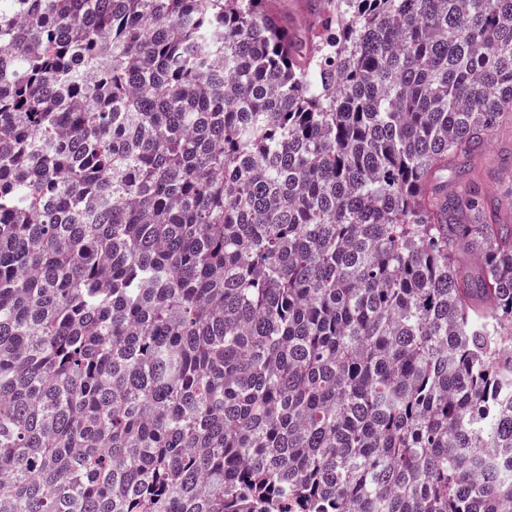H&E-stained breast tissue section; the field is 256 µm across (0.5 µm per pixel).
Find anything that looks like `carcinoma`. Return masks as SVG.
<instances>
[{
    "instance_id": "1",
    "label": "carcinoma",
    "mask_w": 512,
    "mask_h": 512,
    "mask_svg": "<svg viewBox=\"0 0 512 512\" xmlns=\"http://www.w3.org/2000/svg\"><path fill=\"white\" fill-rule=\"evenodd\" d=\"M0 0V512H512V0ZM325 0H270L268 7L288 25L295 41L307 45L313 28L318 24ZM512 159V132L510 129L502 130L493 140L490 149L480 160L483 173V187L489 191L504 189L512 186V176L509 178L505 173L510 170V163L503 162ZM509 169V170H506Z\"/></svg>"
}]
</instances>
